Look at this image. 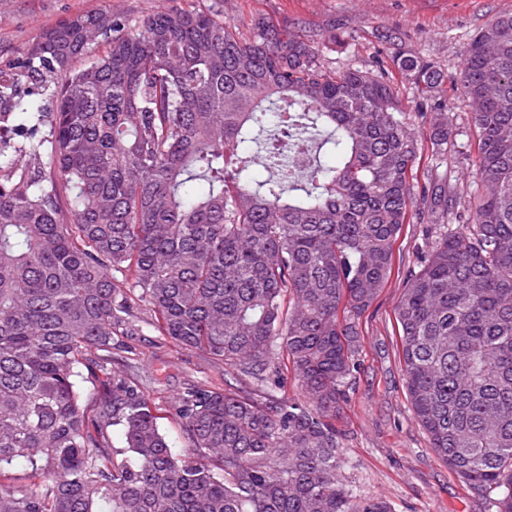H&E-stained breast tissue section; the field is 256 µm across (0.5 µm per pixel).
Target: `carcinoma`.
<instances>
[{"instance_id": "1", "label": "carcinoma", "mask_w": 512, "mask_h": 512, "mask_svg": "<svg viewBox=\"0 0 512 512\" xmlns=\"http://www.w3.org/2000/svg\"><path fill=\"white\" fill-rule=\"evenodd\" d=\"M258 27L104 7L0 77V512H391L354 500L336 420L414 223L432 239L396 308L414 416L512 512V13L452 77L402 51L336 68L309 36ZM450 89L475 131L464 207L448 174L418 178L412 128L446 163ZM139 302L249 380L178 397L184 451L110 367ZM283 358L300 399L267 384Z\"/></svg>"}]
</instances>
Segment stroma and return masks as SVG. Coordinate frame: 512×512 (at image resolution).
I'll return each instance as SVG.
<instances>
[{
    "mask_svg": "<svg viewBox=\"0 0 512 512\" xmlns=\"http://www.w3.org/2000/svg\"><path fill=\"white\" fill-rule=\"evenodd\" d=\"M163 0H0V71L10 72L18 53L43 31L74 15L106 7L138 19ZM253 33L259 17L314 36L334 65L367 64L397 37L405 52L435 60L455 71L474 33L503 13L512 0H177ZM453 115L448 174L458 189L473 179L471 108L460 98ZM425 227L404 225L395 245L393 271L360 320L357 355L348 404L340 421L342 475L357 500L386 501L392 512H492L484 493L459 478L432 450L413 416L405 383L395 320L409 271L419 269ZM112 365L135 377L151 398L163 433L185 447L173 407L186 388H222L240 380L203 352L186 349L161 335L148 310L134 308L119 328Z\"/></svg>",
    "mask_w": 512,
    "mask_h": 512,
    "instance_id": "stroma-1",
    "label": "stroma"
}]
</instances>
